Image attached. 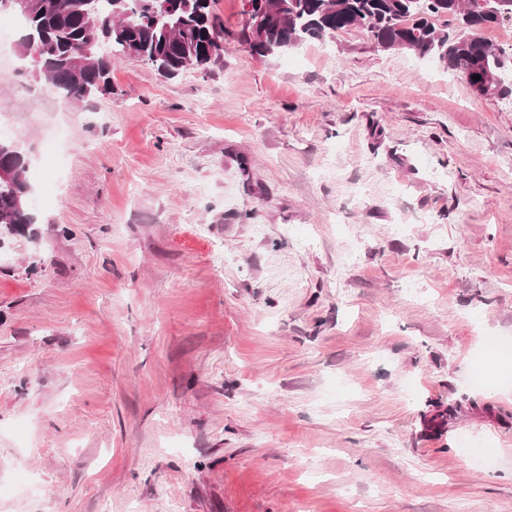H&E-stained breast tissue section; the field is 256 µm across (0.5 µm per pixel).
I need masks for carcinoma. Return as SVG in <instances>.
Segmentation results:
<instances>
[{
	"label": "carcinoma",
	"instance_id": "cac0c4a2",
	"mask_svg": "<svg viewBox=\"0 0 512 512\" xmlns=\"http://www.w3.org/2000/svg\"><path fill=\"white\" fill-rule=\"evenodd\" d=\"M40 15L19 16V47L23 58L46 51L42 68L50 87L68 102L100 91L110 60L85 54L93 32L82 13L83 0H43ZM114 0H94L99 29L110 33L109 46L122 55L150 63L165 58V75L187 66L205 68L223 51L224 28L210 13V0H173L171 14L151 10L150 0H123L130 12L126 23L113 12ZM257 11L275 9L276 21L262 42L245 37L250 51L261 57L279 55L282 46L296 48L312 39L334 38L361 27L384 50L407 51L440 61L468 86L473 76L497 72L512 77V58L506 49L478 35V30L512 20V0H494L489 11L478 0H244ZM444 24H436L438 20ZM0 169L13 173L0 180V227L22 232L36 223L27 179L28 161L8 138L0 136Z\"/></svg>",
	"mask_w": 512,
	"mask_h": 512
}]
</instances>
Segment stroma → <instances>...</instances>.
Here are the masks:
<instances>
[{
	"label": "stroma",
	"mask_w": 512,
	"mask_h": 512,
	"mask_svg": "<svg viewBox=\"0 0 512 512\" xmlns=\"http://www.w3.org/2000/svg\"><path fill=\"white\" fill-rule=\"evenodd\" d=\"M211 8L75 103L0 41V512H512V96ZM0 169L13 172L9 182L0 180V228L5 226L11 232H23L36 222L30 203L29 188L32 187L27 179L28 161L16 145L3 136H0Z\"/></svg>",
	"instance_id": "1"
}]
</instances>
